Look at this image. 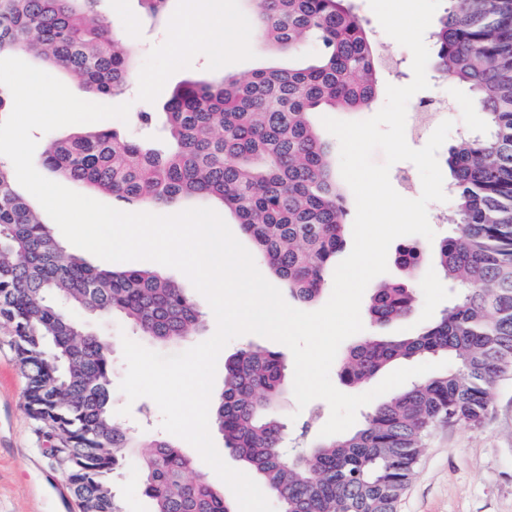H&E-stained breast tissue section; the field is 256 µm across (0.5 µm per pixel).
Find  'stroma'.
<instances>
[{"label": "stroma", "mask_w": 512, "mask_h": 512, "mask_svg": "<svg viewBox=\"0 0 512 512\" xmlns=\"http://www.w3.org/2000/svg\"><path fill=\"white\" fill-rule=\"evenodd\" d=\"M198 0H167L166 22L153 21L141 0H111L109 17L129 24L131 38L139 46L133 83L114 104L130 106L127 120H104L106 128L122 134L136 129L139 113L152 115L150 135L161 133L162 110L175 87L188 81H212L223 76L244 78L254 70L287 66L286 57L269 52L262 44L238 48V25L245 12L243 0H210L222 11L224 24L207 25L174 33L168 21L188 14ZM367 30L383 51L386 61L378 71L380 86L408 85L413 79L412 53L388 36L369 6V0H353ZM445 105L444 119L469 128L479 115L474 99L465 89L430 79L427 89L410 99L407 112L415 114L420 101ZM415 312L407 320L372 329L364 335L405 336L422 329L447 307L455 290L438 270L427 269L421 277ZM98 330L113 345L114 390L112 407L130 406L120 422L145 435L161 433L162 415L149 398L128 401L119 384L126 373L123 334L129 326L101 321ZM24 380L5 342L0 341V512H77L61 474L52 466L22 409ZM492 412L486 424L473 427L450 424L435 427L422 450L414 479L405 491L397 512H512V377H506L490 394ZM281 411L289 418V438L303 422L319 435L330 415L324 400L298 407L294 395H286Z\"/></svg>", "instance_id": "stroma-1"}]
</instances>
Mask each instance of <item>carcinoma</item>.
<instances>
[{"instance_id":"carcinoma-1","label":"carcinoma","mask_w":512,"mask_h":512,"mask_svg":"<svg viewBox=\"0 0 512 512\" xmlns=\"http://www.w3.org/2000/svg\"><path fill=\"white\" fill-rule=\"evenodd\" d=\"M107 2L0 0V58L25 53L76 80L87 101L124 93L137 54L108 21ZM246 2L245 40L301 64L177 86L165 105L166 152L90 127L50 138L42 164L128 204L219 203L306 305L334 277L348 212L316 117L369 109L380 59L351 0ZM449 2L431 33L434 71L468 88L483 119L448 150V235L432 252L398 248L405 278L374 288L364 314L378 326L409 317L431 260L460 292L419 333L350 347L339 377L359 387L398 360L448 365L411 381L348 434L309 441L304 423L302 450L288 456L279 452L288 424L276 412L289 384L283 355L249 346L229 356L210 422L277 512H396L429 428L486 423L489 391L512 371V0ZM88 317L118 319L163 345L187 341L204 323L192 295L154 270L105 269L66 252L0 160V330L25 379L23 410L51 445L78 512H120L114 480L131 455L152 512H233L180 446L114 418L112 353Z\"/></svg>"}]
</instances>
